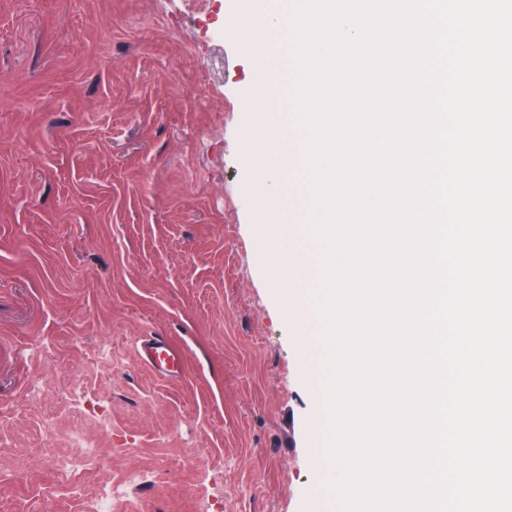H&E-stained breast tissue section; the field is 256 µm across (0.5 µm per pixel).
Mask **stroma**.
Returning a JSON list of instances; mask_svg holds the SVG:
<instances>
[{
    "label": "stroma",
    "mask_w": 512,
    "mask_h": 512,
    "mask_svg": "<svg viewBox=\"0 0 512 512\" xmlns=\"http://www.w3.org/2000/svg\"><path fill=\"white\" fill-rule=\"evenodd\" d=\"M238 0H0V512H327L315 266L277 271L255 213L312 250L288 106L281 191L246 166ZM185 353L164 381L136 345ZM97 460L57 482L75 436ZM138 361L155 377L179 379L185 368L184 352L166 336H145L138 347Z\"/></svg>",
    "instance_id": "35a3bbf8"
}]
</instances>
